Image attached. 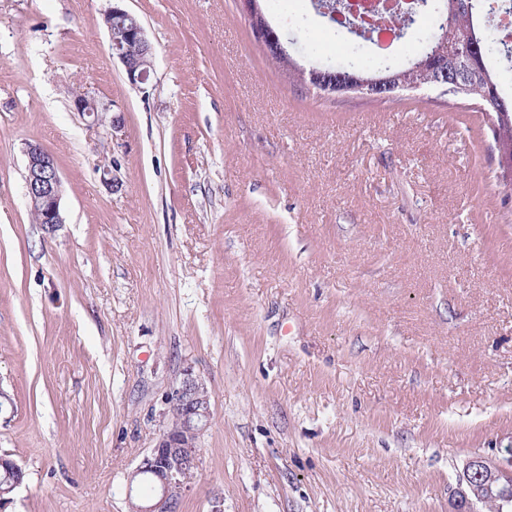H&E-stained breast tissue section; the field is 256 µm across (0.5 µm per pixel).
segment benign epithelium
<instances>
[{
    "mask_svg": "<svg viewBox=\"0 0 512 512\" xmlns=\"http://www.w3.org/2000/svg\"><path fill=\"white\" fill-rule=\"evenodd\" d=\"M241 14L247 19L252 33L269 54L282 59L287 49L262 13L258 0H237ZM112 55L125 68L128 81L137 86L145 83L154 67V51L144 27L134 23L123 29L121 35L110 38ZM458 70L457 63L444 56L433 60L432 81L448 91V74ZM301 79L322 88L328 94L347 97L362 94L371 98H388L405 87L384 78L375 84L358 80L328 83L325 71L316 67L298 70ZM75 110L98 121L99 107L94 95L84 90L74 97ZM26 193L40 214V224L54 230L64 223L61 200L64 187L58 165L51 153L36 142L28 143L26 150ZM176 401L180 414L167 421L155 445L132 473L130 483L150 482L151 493L139 499L135 512H171L173 498L181 496L189 487V480L197 467L199 440L210 420V397L202 380L187 368L179 383L169 393L165 404ZM501 456L473 454L463 465L455 491L453 512H477V505L487 499L502 501L512 506V448L500 449Z\"/></svg>",
    "mask_w": 512,
    "mask_h": 512,
    "instance_id": "1",
    "label": "benign epithelium"
}]
</instances>
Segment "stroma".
Instances as JSON below:
<instances>
[{
  "label": "stroma",
  "mask_w": 512,
  "mask_h": 512,
  "mask_svg": "<svg viewBox=\"0 0 512 512\" xmlns=\"http://www.w3.org/2000/svg\"><path fill=\"white\" fill-rule=\"evenodd\" d=\"M116 3L154 47L138 88ZM264 7L323 68L407 64L426 30L383 48L312 0ZM490 125L434 91L293 83L235 0H0V455L25 474L5 512H131L188 367L211 417L178 512H452L464 461L512 448V185ZM30 142L63 180L52 232ZM131 16L129 11L112 6L104 14V23L109 31L112 55L123 64L128 81L137 86L148 80L154 67V51L145 35L144 27L133 23L123 28L121 35L115 38L112 35L115 22ZM26 193L40 214V224L53 231L63 224L61 200L64 187L58 165L39 143H28L26 150Z\"/></svg>",
  "instance_id": "stroma-1"
}]
</instances>
